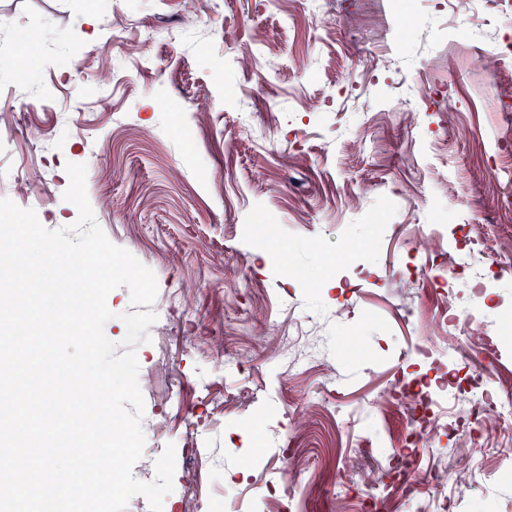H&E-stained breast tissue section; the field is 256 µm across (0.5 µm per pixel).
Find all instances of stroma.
I'll use <instances>...</instances> for the list:
<instances>
[{
    "label": "stroma",
    "mask_w": 512,
    "mask_h": 512,
    "mask_svg": "<svg viewBox=\"0 0 512 512\" xmlns=\"http://www.w3.org/2000/svg\"><path fill=\"white\" fill-rule=\"evenodd\" d=\"M435 2L327 0L319 22L302 0H198L190 27L182 0H0V199L71 225L66 165L86 164L96 222L153 271L169 321L135 347L143 455L171 444L190 463L166 502L338 512V470L357 483L404 449L411 422L387 395L453 373L472 408L512 375V66L481 65L512 7L486 0L471 27ZM421 85L453 98L413 116L358 106ZM439 280L465 331L423 364ZM471 408L419 450L464 478L454 512H512V417ZM293 448L304 490L269 503Z\"/></svg>",
    "instance_id": "stroma-1"
}]
</instances>
